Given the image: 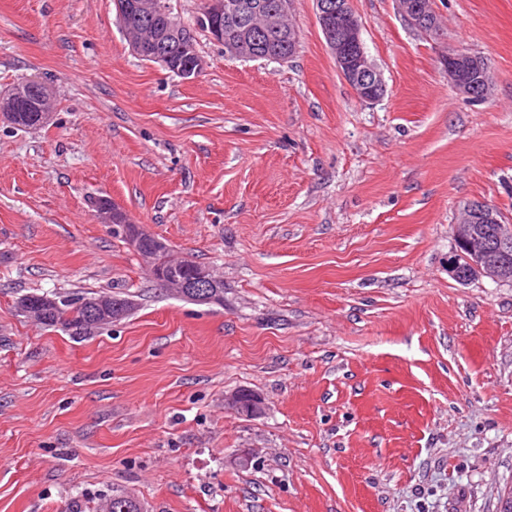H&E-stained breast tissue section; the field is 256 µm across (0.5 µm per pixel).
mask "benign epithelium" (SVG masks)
<instances>
[{"label": "benign epithelium", "instance_id": "1", "mask_svg": "<svg viewBox=\"0 0 512 512\" xmlns=\"http://www.w3.org/2000/svg\"><path fill=\"white\" fill-rule=\"evenodd\" d=\"M318 22L336 60V66L354 94L362 101L378 100L385 92V82L380 70L367 55L362 41V23L353 10L350 0H316ZM402 12L415 28L428 33L440 29L435 12L427 0H399ZM117 21L121 29L129 31L126 18L130 11L139 16L152 18L165 16V24L149 25L151 32L144 38H135L132 49L137 55H149L170 73L186 81L196 79L204 69L201 56L192 52L186 40L184 24L166 0H136L129 4L115 0ZM207 11L197 18V27L204 29L210 37L224 45L226 54L243 59H279L259 48L256 34L270 33L288 46H297L296 30L288 23L292 0H278L269 8L261 0L230 10L224 0H208ZM448 79L455 89L470 97L479 93L487 98L491 90L488 66L483 61L466 53L448 55L444 59ZM36 80L30 79L14 85L6 95H0V120L13 122L15 109L23 89L35 90ZM99 217L112 231L121 234L128 244L139 249L141 225L117 223L113 214L120 209L107 197L101 198ZM495 224L497 231L491 238L481 232L480 225ZM152 278L173 287L186 298L200 304L224 302L221 291L222 280L215 277L209 268L194 264L190 275L174 283L163 267L152 263L146 253H141ZM448 274L455 281L466 284L478 278L493 282L512 283V221H507L496 207L484 200H473L461 211L454 226V249L448 255ZM225 403L240 414L254 415L261 411L262 400L253 391H236L225 397Z\"/></svg>", "mask_w": 512, "mask_h": 512}]
</instances>
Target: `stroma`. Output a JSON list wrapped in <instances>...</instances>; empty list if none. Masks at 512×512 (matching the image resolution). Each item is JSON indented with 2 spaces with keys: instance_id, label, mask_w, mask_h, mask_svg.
I'll return each instance as SVG.
<instances>
[{
  "instance_id": "1",
  "label": "stroma",
  "mask_w": 512,
  "mask_h": 512,
  "mask_svg": "<svg viewBox=\"0 0 512 512\" xmlns=\"http://www.w3.org/2000/svg\"><path fill=\"white\" fill-rule=\"evenodd\" d=\"M352 0L384 96L358 99L316 0L296 54L229 56L196 30L186 81L142 60L113 0H0V91L53 88L46 123L0 121V512H497L512 486V284L448 275L463 205L512 221V0ZM487 62L488 99L442 58ZM110 197L224 302L151 280L102 223ZM131 297L94 336L31 293ZM251 390L253 416L225 405ZM427 0H399L402 12L408 22L423 32L437 33L440 29L435 12Z\"/></svg>"
}]
</instances>
